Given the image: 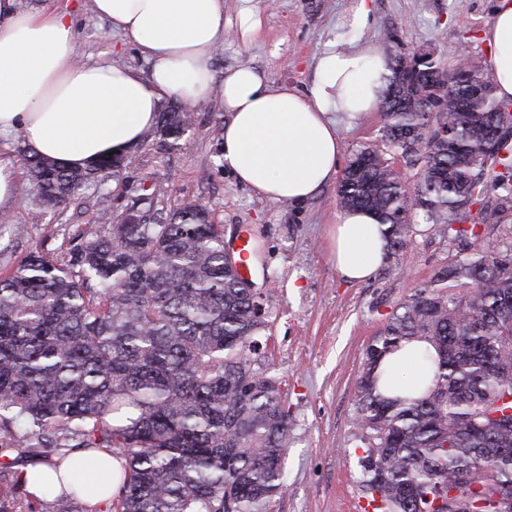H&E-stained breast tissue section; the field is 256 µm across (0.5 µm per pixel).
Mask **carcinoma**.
<instances>
[{
    "mask_svg": "<svg viewBox=\"0 0 512 512\" xmlns=\"http://www.w3.org/2000/svg\"><path fill=\"white\" fill-rule=\"evenodd\" d=\"M380 100V143L351 154L336 190L342 209L386 225L390 267L414 255L412 221L462 246L402 303L366 348L354 391L357 463L370 512H498L512 497V111L471 59L446 69L429 52L433 90L398 99V73ZM468 82L486 85L467 97ZM505 128L496 148L485 124ZM435 128L438 140L412 136ZM192 116L158 114L162 146L189 140ZM398 153L404 168L387 158ZM128 156L72 168L23 152L40 218L80 191L119 179ZM497 168L486 175L489 167ZM160 181L124 182L121 220L107 210L60 263L31 252L0 277V512H36L20 458L87 454L50 512H98L87 496L112 488L98 453L124 461L108 512H268L285 490L290 422L275 377L260 367L259 337L273 297L249 288L224 258V225L204 205H164ZM423 341L432 376L411 397H387L377 372L402 342Z\"/></svg>",
    "mask_w": 512,
    "mask_h": 512,
    "instance_id": "carcinoma-1",
    "label": "carcinoma"
}]
</instances>
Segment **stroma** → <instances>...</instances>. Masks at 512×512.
I'll return each mask as SVG.
<instances>
[{
	"instance_id": "obj_1",
	"label": "stroma",
	"mask_w": 512,
	"mask_h": 512,
	"mask_svg": "<svg viewBox=\"0 0 512 512\" xmlns=\"http://www.w3.org/2000/svg\"><path fill=\"white\" fill-rule=\"evenodd\" d=\"M30 10L67 9L74 15L76 56L83 62L105 61L137 67L148 64L137 49L111 32L93 11V0H29ZM252 7L260 19L256 32L241 38L239 14ZM357 0H224V22L231 35L210 60L215 84L225 70L249 66L275 84L306 87L324 43ZM371 18L361 41L376 48L393 45L407 53L431 51L441 67L468 51L486 65L483 34L491 24L495 0H370ZM190 143L179 150L161 147L147 132L128 152L122 175L131 181L155 178L169 187L172 201H195L213 210L225 235L248 231L253 239L251 273L258 287L274 294L262 364L279 380L291 422L285 457L286 489L270 512H355L365 498L357 464L354 388L365 349L394 309L448 263L456 246L429 232L414 239L411 267L391 275L377 272L363 283H349L337 273L327 230L341 210L335 185H327L301 205L259 197L220 169L218 132L226 118L215 102L194 106ZM382 112H368L343 122L345 150L379 141ZM116 182L83 190L64 213H47L33 222V194L20 178L7 208L9 224L0 230V274L11 271L27 253L41 251L66 260L68 249L101 209L120 212Z\"/></svg>"
}]
</instances>
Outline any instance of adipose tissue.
Wrapping results in <instances>:
<instances>
[{
	"instance_id": "1",
	"label": "adipose tissue",
	"mask_w": 512,
	"mask_h": 512,
	"mask_svg": "<svg viewBox=\"0 0 512 512\" xmlns=\"http://www.w3.org/2000/svg\"><path fill=\"white\" fill-rule=\"evenodd\" d=\"M98 16L134 44L149 73L75 57L74 20L66 11L22 12L0 0V134L21 133L28 147L73 167L93 164L137 145L173 95L209 99V60L222 45L224 0H94ZM496 95L512 99V0H496L484 34ZM376 47L327 41L308 89L273 84L253 68L224 73L221 133L224 167L256 195L300 204L336 177L339 120L374 111L391 76ZM389 242L375 217L343 212L332 229V261L346 281L370 278ZM414 343L386 356L394 376L387 396L403 395L425 375Z\"/></svg>"
}]
</instances>
